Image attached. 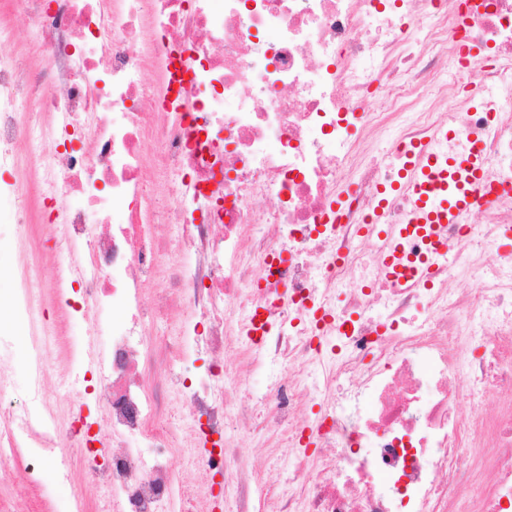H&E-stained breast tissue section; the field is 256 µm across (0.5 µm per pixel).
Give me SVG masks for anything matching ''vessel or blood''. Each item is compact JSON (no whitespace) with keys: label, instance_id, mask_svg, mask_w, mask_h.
Returning <instances> with one entry per match:
<instances>
[{"label":"vessel or blood","instance_id":"1","mask_svg":"<svg viewBox=\"0 0 512 512\" xmlns=\"http://www.w3.org/2000/svg\"><path fill=\"white\" fill-rule=\"evenodd\" d=\"M484 167L483 156L475 151L448 164L415 152L408 181L415 200L412 227L421 231L434 224H446L459 212L469 210L474 203L473 189L481 183Z\"/></svg>","mask_w":512,"mask_h":512}]
</instances>
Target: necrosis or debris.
<instances>
[{
	"instance_id": "obj_1",
	"label": "necrosis or debris",
	"mask_w": 512,
	"mask_h": 512,
	"mask_svg": "<svg viewBox=\"0 0 512 512\" xmlns=\"http://www.w3.org/2000/svg\"><path fill=\"white\" fill-rule=\"evenodd\" d=\"M26 2L24 52L0 13V171L31 377L0 401V465L79 447L114 512H512V0ZM412 144L486 157L443 257L404 232ZM163 322L178 426L136 370ZM59 352L97 360L60 415ZM259 362L288 375L249 392ZM260 432L290 450L287 495L240 453ZM176 456L223 496L177 489Z\"/></svg>"
}]
</instances>
